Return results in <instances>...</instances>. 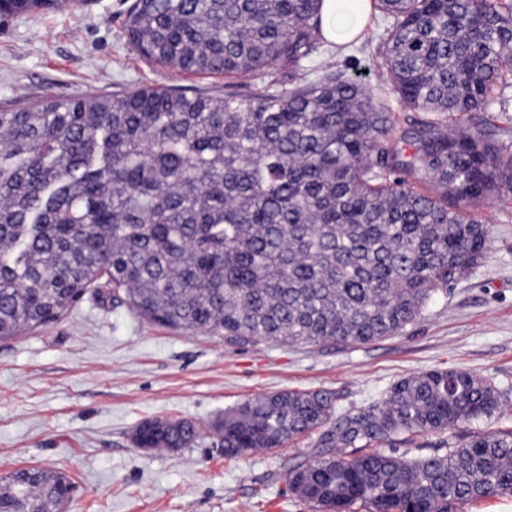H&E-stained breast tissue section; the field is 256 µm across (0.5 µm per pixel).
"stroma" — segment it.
Listing matches in <instances>:
<instances>
[{"mask_svg": "<svg viewBox=\"0 0 512 512\" xmlns=\"http://www.w3.org/2000/svg\"><path fill=\"white\" fill-rule=\"evenodd\" d=\"M131 0L0 17V106L17 99L105 96L146 85L249 95L248 79L175 76L129 43ZM385 23L321 44L312 66L332 62L368 90L386 85L375 66ZM478 217L488 230L480 265L434 298L407 330L347 350L224 337L149 322L111 289L93 288L58 321L0 340V477L23 465L67 475L63 512H315L294 496L289 463L312 459L309 434L262 453L225 459L211 425L241 402L284 390L328 389L342 407L379 400L398 379L458 368L492 379L503 409L489 420L397 439L409 458L464 435L512 427V200ZM190 419L203 436L178 453L135 447L143 421Z\"/></svg>", "mask_w": 512, "mask_h": 512, "instance_id": "obj_1", "label": "stroma"}]
</instances>
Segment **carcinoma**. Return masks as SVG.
<instances>
[{
	"instance_id": "obj_1",
	"label": "carcinoma",
	"mask_w": 512,
	"mask_h": 512,
	"mask_svg": "<svg viewBox=\"0 0 512 512\" xmlns=\"http://www.w3.org/2000/svg\"><path fill=\"white\" fill-rule=\"evenodd\" d=\"M74 2L0 0V17ZM321 2L133 0L123 27L142 57L258 80L243 98L146 86L0 109V338L103 283L174 328L348 349L404 332L484 258L475 210L512 194V157L477 114L512 77V0H370L387 22L375 94L332 64L305 72ZM394 105L433 114L410 154ZM501 395L463 369L346 410L330 390L281 391L225 412L216 445L233 459L315 432L314 459L287 471L302 501L448 512L512 493V427L411 459L379 446L490 418ZM139 430L167 451L200 436L188 419ZM23 474L0 479V512H61L70 480Z\"/></svg>"
}]
</instances>
